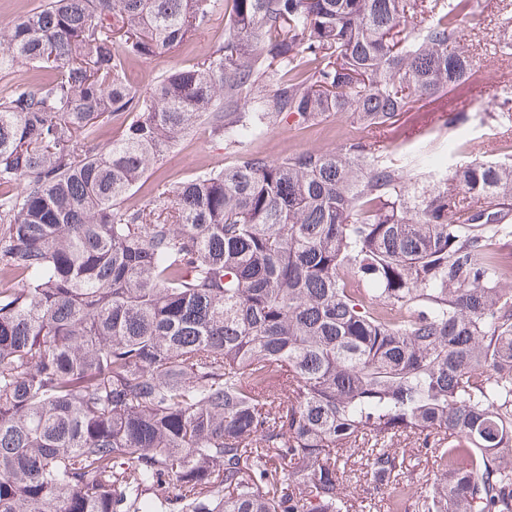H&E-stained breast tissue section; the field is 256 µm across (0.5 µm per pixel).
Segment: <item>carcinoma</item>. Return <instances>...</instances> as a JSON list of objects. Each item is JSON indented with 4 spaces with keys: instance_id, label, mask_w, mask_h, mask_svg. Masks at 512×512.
<instances>
[{
    "instance_id": "carcinoma-1",
    "label": "carcinoma",
    "mask_w": 512,
    "mask_h": 512,
    "mask_svg": "<svg viewBox=\"0 0 512 512\" xmlns=\"http://www.w3.org/2000/svg\"><path fill=\"white\" fill-rule=\"evenodd\" d=\"M470 6L44 0L11 22L0 74L56 76L0 95V512H512L511 147L448 174L347 136L122 206L201 124L235 145L350 113L412 140L413 102L473 90ZM221 11L212 54L123 79Z\"/></svg>"
}]
</instances>
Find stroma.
I'll return each instance as SVG.
<instances>
[{"instance_id":"obj_1","label":"stroma","mask_w":512,"mask_h":512,"mask_svg":"<svg viewBox=\"0 0 512 512\" xmlns=\"http://www.w3.org/2000/svg\"><path fill=\"white\" fill-rule=\"evenodd\" d=\"M224 39V23L216 21L212 29L191 44L179 46L169 53L153 58L129 57L123 63V76L127 83L145 90L153 80L166 70L177 66H189L211 53ZM492 104H484L470 112L466 124L448 129L442 123L428 124L418 142H397L390 150L394 158L406 157L416 145L433 150V164L440 170L454 168L462 157L479 158L484 151L498 147L502 137L496 128L483 124L486 112ZM358 125L351 115L327 117L316 125L302 129L292 122L280 123L263 133L253 142L228 145L212 139L206 127L185 138L170 151L163 162L151 168L124 200L125 206L139 208L151 205L159 192L170 184L195 177L200 171L221 169L236 163L250 152H259L278 159L292 152L303 150H332L340 140L341 133L357 132Z\"/></svg>"}]
</instances>
